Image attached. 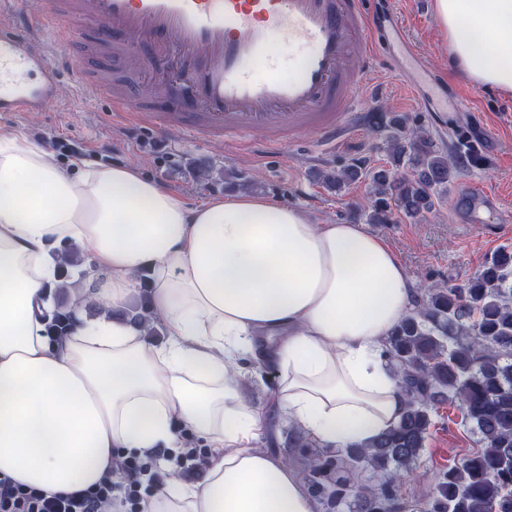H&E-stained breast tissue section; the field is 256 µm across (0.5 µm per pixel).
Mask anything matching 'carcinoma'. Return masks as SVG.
Listing matches in <instances>:
<instances>
[{
  "instance_id": "obj_1",
  "label": "carcinoma",
  "mask_w": 512,
  "mask_h": 512,
  "mask_svg": "<svg viewBox=\"0 0 512 512\" xmlns=\"http://www.w3.org/2000/svg\"><path fill=\"white\" fill-rule=\"evenodd\" d=\"M393 165L370 176L369 223L394 212L416 218L435 207L455 164L422 130L393 120ZM358 171L321 175L339 191ZM386 356L406 393L400 419L366 445L335 455L310 453L306 479L314 494L342 512L350 497L359 512H512V251L502 249L471 280L436 289L393 330ZM457 403L480 436L479 447L439 476L425 503L407 502L401 488L418 461L432 416ZM372 483L357 490L358 472Z\"/></svg>"
}]
</instances>
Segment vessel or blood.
Returning a JSON list of instances; mask_svg holds the SVG:
<instances>
[{
	"mask_svg": "<svg viewBox=\"0 0 512 512\" xmlns=\"http://www.w3.org/2000/svg\"><path fill=\"white\" fill-rule=\"evenodd\" d=\"M22 0H0V116L41 112L57 101L62 68L32 44V31L51 27L64 42L79 40L85 25L97 37L94 56L121 59L135 53L183 56L205 50L202 65L154 74L139 100L114 93L112 84L80 70L86 90L110 99L112 116L132 124L184 126L205 138L244 146L257 129L266 143L285 145L282 133L316 130L327 142L345 135L359 107L360 90L374 75L378 55L372 40L383 20L370 0H47L46 9H25ZM293 47V76L268 62L264 76L254 67L269 45ZM362 46L350 61L353 46ZM467 223H482L481 210L493 199L470 187Z\"/></svg>",
	"mask_w": 512,
	"mask_h": 512,
	"instance_id": "b4317fda",
	"label": "vessel or blood"
}]
</instances>
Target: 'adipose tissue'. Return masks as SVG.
<instances>
[{"mask_svg": "<svg viewBox=\"0 0 512 512\" xmlns=\"http://www.w3.org/2000/svg\"><path fill=\"white\" fill-rule=\"evenodd\" d=\"M434 17L449 63L512 92V0H435ZM67 246L96 276L52 336ZM144 276L161 345L123 315ZM417 299L363 225L255 194L191 207L137 166H63L0 131V480L92 489L131 457L178 453L186 431L210 450L204 479L169 467L141 512H317L300 470L257 445L242 361L274 371L280 415L317 446L368 443L404 411L385 350Z\"/></svg>", "mask_w": 512, "mask_h": 512, "instance_id": "adipose-tissue-1", "label": "adipose tissue"}]
</instances>
